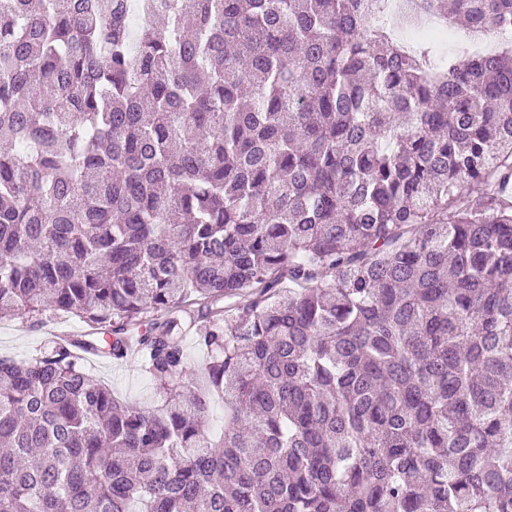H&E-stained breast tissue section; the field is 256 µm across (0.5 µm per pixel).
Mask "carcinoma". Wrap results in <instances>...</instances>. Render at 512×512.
<instances>
[{
    "label": "carcinoma",
    "instance_id": "cac0c4a2",
    "mask_svg": "<svg viewBox=\"0 0 512 512\" xmlns=\"http://www.w3.org/2000/svg\"><path fill=\"white\" fill-rule=\"evenodd\" d=\"M511 187L512 49L443 64L363 0H0V319L87 326L0 358V512H512ZM86 365L97 379L112 389L114 396L124 401L147 407L160 399L154 381L141 372L137 357L129 356L120 361L90 358Z\"/></svg>",
    "mask_w": 512,
    "mask_h": 512
}]
</instances>
